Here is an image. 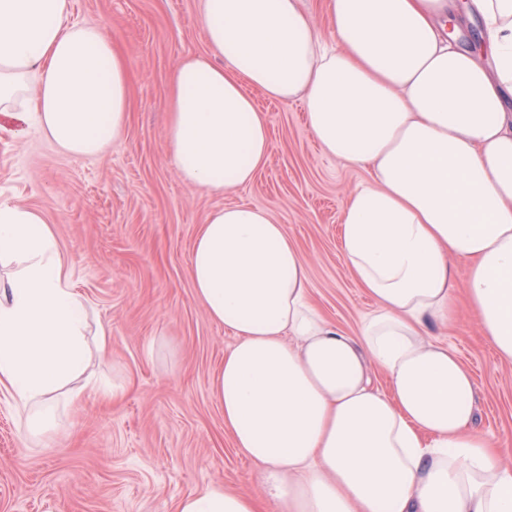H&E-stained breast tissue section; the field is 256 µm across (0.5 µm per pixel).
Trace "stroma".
<instances>
[{"mask_svg":"<svg viewBox=\"0 0 512 512\" xmlns=\"http://www.w3.org/2000/svg\"><path fill=\"white\" fill-rule=\"evenodd\" d=\"M69 19L99 26L124 52L128 128L101 157L62 154L35 132L0 141V200L22 202L51 225L74 288L111 328L98 368L104 387L120 388L61 406L40 448L28 446L23 418L0 393V512H174L183 496L215 483L258 496L261 468L235 448L212 395L235 339L194 297V239L215 209L268 210L306 264L315 306L357 336L376 305L340 251L341 220L371 175L323 151L302 102L257 90L271 148L254 179L224 193L187 185L164 150L166 100L177 63L207 50L199 0H72ZM456 301V321L429 327V337L470 368L475 427L512 468V361L481 338L464 288Z\"/></svg>","mask_w":512,"mask_h":512,"instance_id":"1","label":"stroma"}]
</instances>
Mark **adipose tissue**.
<instances>
[{"label":"adipose tissue","mask_w":512,"mask_h":512,"mask_svg":"<svg viewBox=\"0 0 512 512\" xmlns=\"http://www.w3.org/2000/svg\"><path fill=\"white\" fill-rule=\"evenodd\" d=\"M471 7L488 65L448 38L455 0H326L331 43L307 0H200L210 52L173 72L164 144L185 183L253 180L270 150L255 89L302 101L322 149L372 174L341 236L376 301L359 337L313 305L306 264L266 209H216L192 246L195 296L236 337L212 394L282 512H512V468L475 430L473 377L425 336L456 316L457 259L483 339L512 359V0ZM70 10L0 0V140L34 129L98 156L128 125L131 72ZM109 336L50 225L0 201V390L29 440L46 443L60 400L97 389ZM375 366L390 394L373 388ZM175 512H257V501L212 485Z\"/></svg>","instance_id":"1"}]
</instances>
